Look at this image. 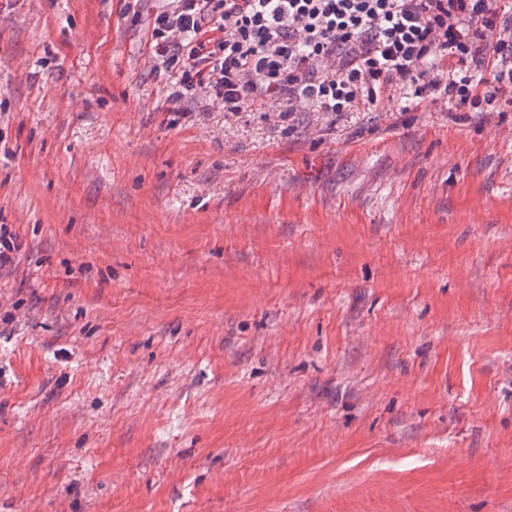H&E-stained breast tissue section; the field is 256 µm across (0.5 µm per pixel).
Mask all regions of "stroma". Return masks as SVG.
<instances>
[{"mask_svg":"<svg viewBox=\"0 0 512 512\" xmlns=\"http://www.w3.org/2000/svg\"><path fill=\"white\" fill-rule=\"evenodd\" d=\"M166 0H0V512H512V112L171 105Z\"/></svg>","mask_w":512,"mask_h":512,"instance_id":"stroma-1","label":"stroma"}]
</instances>
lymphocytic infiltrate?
Returning a JSON list of instances; mask_svg holds the SVG:
<instances>
[{
    "label": "lymphocytic infiltrate",
    "mask_w": 512,
    "mask_h": 512,
    "mask_svg": "<svg viewBox=\"0 0 512 512\" xmlns=\"http://www.w3.org/2000/svg\"><path fill=\"white\" fill-rule=\"evenodd\" d=\"M149 55L225 111L512 110V0H170Z\"/></svg>",
    "instance_id": "1"
}]
</instances>
